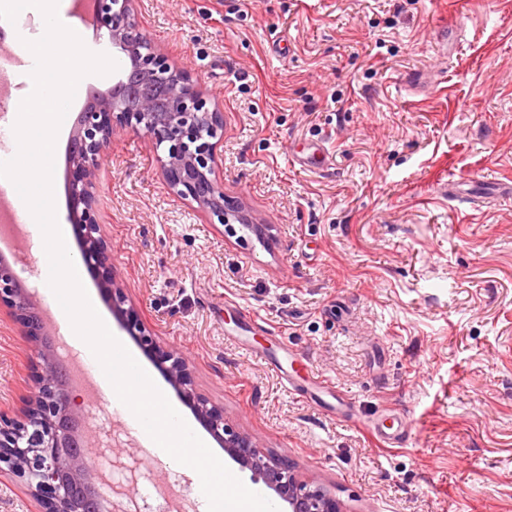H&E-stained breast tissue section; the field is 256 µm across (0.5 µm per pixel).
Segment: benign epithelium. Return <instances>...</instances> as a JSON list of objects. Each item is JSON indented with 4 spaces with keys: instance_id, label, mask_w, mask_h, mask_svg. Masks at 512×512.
I'll list each match as a JSON object with an SVG mask.
<instances>
[{
    "instance_id": "obj_1",
    "label": "benign epithelium",
    "mask_w": 512,
    "mask_h": 512,
    "mask_svg": "<svg viewBox=\"0 0 512 512\" xmlns=\"http://www.w3.org/2000/svg\"><path fill=\"white\" fill-rule=\"evenodd\" d=\"M92 13L97 29L106 31L121 68L112 89L94 95L78 113L68 150L69 164L75 169L68 185L69 218L81 241L83 262L98 271L109 261L99 235L94 176L117 129L140 131L150 139L168 189L196 203L210 223L238 224L258 240L265 239L270 225L259 223L239 198L224 192L219 157L224 113L219 104L187 68L171 61L144 34L134 0H93ZM102 288L127 330L140 337L173 388L225 454L251 471L253 482L272 490L288 505L287 512H345L336 497L301 479L288 458L264 455L249 434L224 422L219 411L187 387L184 358L147 337L135 311L125 307L122 288L110 278L103 280ZM0 304L12 310L25 336L41 343L36 393L23 419L0 413V473L22 479L39 501L41 512H128L120 502L110 500L105 505L99 500L101 476L110 479L112 472L89 467L82 453L96 442L97 453L111 466L124 465L112 448V429L102 426L85 434L78 419L81 389L54 352L46 329L48 317L2 254Z\"/></svg>"
}]
</instances>
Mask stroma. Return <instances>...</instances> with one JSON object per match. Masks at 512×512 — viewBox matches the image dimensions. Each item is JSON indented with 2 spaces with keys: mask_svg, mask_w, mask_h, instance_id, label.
<instances>
[{
  "mask_svg": "<svg viewBox=\"0 0 512 512\" xmlns=\"http://www.w3.org/2000/svg\"><path fill=\"white\" fill-rule=\"evenodd\" d=\"M149 37L224 113V189L266 241L206 223L167 188L141 133L117 131L95 195L112 275L193 387L346 512H512V195L458 203L449 180L512 183V0H135ZM456 25L453 53L438 44ZM76 88L55 145L68 222ZM324 141L308 171L289 151ZM111 332L197 435L205 430L124 329ZM335 383L350 423L270 362ZM37 348L0 308V411L21 417ZM399 410L406 442L370 436Z\"/></svg>",
  "mask_w": 512,
  "mask_h": 512,
  "instance_id": "1",
  "label": "stroma"
}]
</instances>
